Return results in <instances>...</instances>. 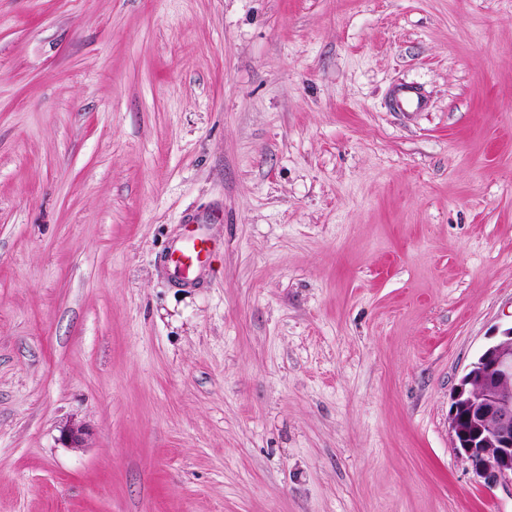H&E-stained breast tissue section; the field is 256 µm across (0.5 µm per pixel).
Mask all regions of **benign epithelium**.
Segmentation results:
<instances>
[{"label": "benign epithelium", "mask_w": 512, "mask_h": 512, "mask_svg": "<svg viewBox=\"0 0 512 512\" xmlns=\"http://www.w3.org/2000/svg\"><path fill=\"white\" fill-rule=\"evenodd\" d=\"M448 426L453 448L484 485H512V326L456 385Z\"/></svg>", "instance_id": "benign-epithelium-1"}]
</instances>
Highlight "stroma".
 I'll return each mask as SVG.
<instances>
[{"label": "stroma", "instance_id": "stroma-1", "mask_svg": "<svg viewBox=\"0 0 512 512\" xmlns=\"http://www.w3.org/2000/svg\"><path fill=\"white\" fill-rule=\"evenodd\" d=\"M510 325L512 0H0V512H512ZM186 234L183 243L168 252L166 262L181 279H190L209 259V240L198 237L194 224H185ZM448 426L453 448L484 485L512 486V325L456 385Z\"/></svg>", "mask_w": 512, "mask_h": 512}]
</instances>
